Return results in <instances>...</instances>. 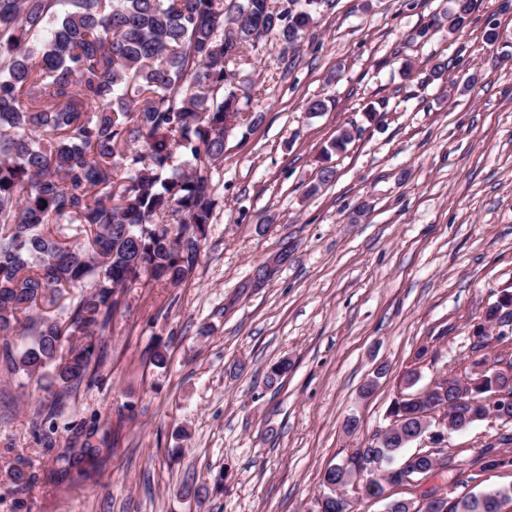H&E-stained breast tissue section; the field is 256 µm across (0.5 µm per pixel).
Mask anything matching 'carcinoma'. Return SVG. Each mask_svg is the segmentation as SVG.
I'll list each match as a JSON object with an SVG mask.
<instances>
[{
	"instance_id": "obj_1",
	"label": "carcinoma",
	"mask_w": 512,
	"mask_h": 512,
	"mask_svg": "<svg viewBox=\"0 0 512 512\" xmlns=\"http://www.w3.org/2000/svg\"><path fill=\"white\" fill-rule=\"evenodd\" d=\"M458 30L474 0H451ZM322 0H0V348L11 370L37 383L57 415L62 390L89 375L95 346L72 338L110 329L118 288H177L199 262L217 205L211 170L224 161L226 132L255 123L240 89L241 51L269 35L293 47L314 24ZM75 234L61 239L59 226ZM64 319L31 312L65 294ZM25 339L13 353L12 337ZM482 372L477 396L497 392ZM426 403L392 401L404 430H420ZM501 435L477 458L479 471L512 468ZM400 436L381 431L364 470L383 488L387 461L422 475L440 470L427 493L456 500L449 512H502L512 485L478 496L455 494L448 458L404 455ZM358 460L328 466L325 479L350 486ZM25 467L9 472L27 488Z\"/></svg>"
}]
</instances>
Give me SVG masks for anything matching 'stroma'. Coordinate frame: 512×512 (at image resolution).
Returning <instances> with one entry per match:
<instances>
[{
	"label": "stroma",
	"instance_id": "stroma-1",
	"mask_svg": "<svg viewBox=\"0 0 512 512\" xmlns=\"http://www.w3.org/2000/svg\"><path fill=\"white\" fill-rule=\"evenodd\" d=\"M448 8L334 0L298 47L272 35L243 51L262 119L231 132L210 174L218 205L194 275L120 290L55 420L0 356V512H312L324 470L370 444L407 371L425 385L469 370L474 325L512 292V0H476L456 31ZM314 98L325 111L307 112ZM343 129L353 141L329 152ZM286 243L288 262L252 287ZM279 360L289 369L268 383ZM503 433L449 435L464 491ZM86 444L92 462L60 460ZM21 462L36 480L18 492L3 472Z\"/></svg>",
	"mask_w": 512,
	"mask_h": 512
}]
</instances>
